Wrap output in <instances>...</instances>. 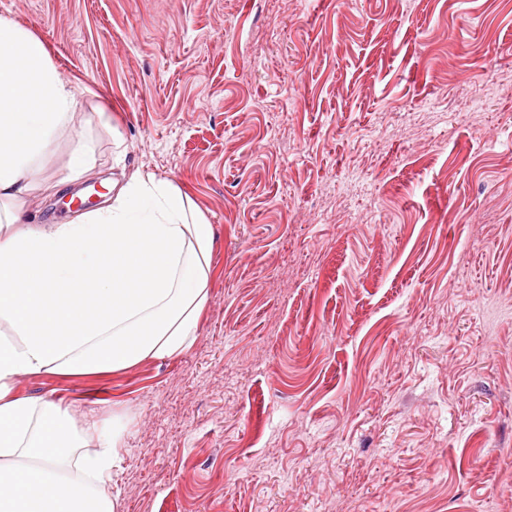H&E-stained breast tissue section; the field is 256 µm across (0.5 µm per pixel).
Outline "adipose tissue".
I'll return each mask as SVG.
<instances>
[{
  "label": "adipose tissue",
  "instance_id": "ef3b65f1",
  "mask_svg": "<svg viewBox=\"0 0 512 512\" xmlns=\"http://www.w3.org/2000/svg\"><path fill=\"white\" fill-rule=\"evenodd\" d=\"M77 107L43 42L1 18L0 512H116V436L87 449L68 408L13 396V383L181 355L209 297L214 228L170 181H113L105 207L64 224L28 214L46 185L37 160Z\"/></svg>",
  "mask_w": 512,
  "mask_h": 512
}]
</instances>
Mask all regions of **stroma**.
Listing matches in <instances>:
<instances>
[{"mask_svg": "<svg viewBox=\"0 0 512 512\" xmlns=\"http://www.w3.org/2000/svg\"><path fill=\"white\" fill-rule=\"evenodd\" d=\"M79 107L30 208L139 172L215 228L182 355L23 374L118 512H512V0H0ZM111 127L95 119L97 106ZM90 159L84 152L74 153L69 160L68 173L64 180L56 184L54 188H58L64 183H73L81 180L90 170Z\"/></svg>", "mask_w": 512, "mask_h": 512, "instance_id": "obj_1", "label": "stroma"}]
</instances>
